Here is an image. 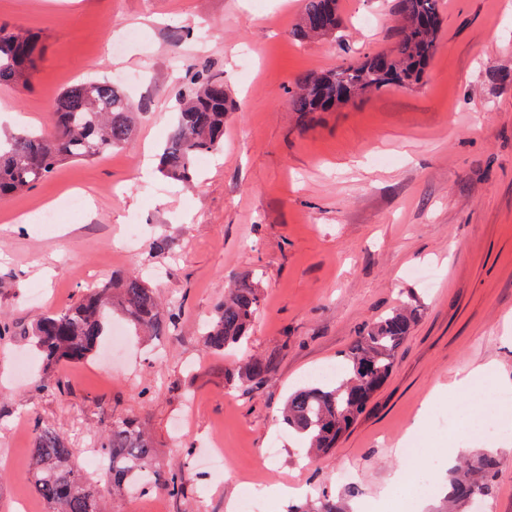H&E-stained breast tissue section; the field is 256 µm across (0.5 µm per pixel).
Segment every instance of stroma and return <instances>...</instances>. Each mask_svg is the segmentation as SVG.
I'll use <instances>...</instances> for the list:
<instances>
[{
  "label": "stroma",
  "mask_w": 512,
  "mask_h": 512,
  "mask_svg": "<svg viewBox=\"0 0 512 512\" xmlns=\"http://www.w3.org/2000/svg\"><path fill=\"white\" fill-rule=\"evenodd\" d=\"M395 4L339 0L344 31L301 42L303 0H0V23L44 46L31 90L0 85L1 133L50 129L53 100L89 78L120 80L143 109L124 149L65 162L0 201V321L11 333L0 347V512H48L29 469L37 426L80 449L85 468L116 417L144 427L161 470L185 465L188 483L178 499L108 498V512H234L251 479L294 487L274 502L288 512L319 491L347 492L338 471L351 464L360 497L379 499L405 467L396 445L419 432L433 437L422 469L446 477L434 461L466 421L465 396L438 411L423 408L426 396L481 364L512 389V0H440V44L420 85L301 122L289 106L298 78L390 47ZM202 69L223 79L236 108L219 151L185 185L145 156L166 141L179 94ZM75 191L83 220L44 231L40 211ZM132 215L141 231L127 252ZM163 239L169 250L156 254ZM416 268L432 282L412 277ZM116 274L148 281L176 325L152 342L130 337L108 362L55 365L58 392L15 381L16 358L42 368L36 319ZM244 281L261 298L248 342L207 351L202 324ZM409 300L420 317L390 377L331 452L307 458L279 419L289 393ZM253 355L275 368L249 388L233 374ZM272 443L277 455L264 458ZM214 444L227 452L219 478L195 464ZM475 449L502 458L490 512H512V438Z\"/></svg>",
  "instance_id": "stroma-1"
}]
</instances>
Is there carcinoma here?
Segmentation results:
<instances>
[{
	"mask_svg": "<svg viewBox=\"0 0 512 512\" xmlns=\"http://www.w3.org/2000/svg\"><path fill=\"white\" fill-rule=\"evenodd\" d=\"M398 37L386 52L347 63L325 73L301 76L290 108L302 115L324 112L373 92L419 83L435 55L440 35L439 0H396ZM342 26L338 0H305L296 28L300 39L333 34ZM43 53L41 39L18 27L0 24V84L27 91ZM234 102L218 78H201L182 98L172 130L159 157L158 171L182 183L192 182L195 162L218 149L224 122ZM135 108L108 80H88L65 89L51 105L52 129L20 131L0 137V199L29 190L64 161H90L123 148L132 133ZM260 294L250 285L230 289L205 325V347L222 353L240 345L258 313ZM156 292L137 276H114L88 287L68 307L38 318L32 328L35 347L46 366L91 359L118 314L139 333L161 336L176 319L163 315ZM409 303L373 323L344 356L342 370L330 385L313 381L288 397L281 411L288 428L301 435L314 454L328 452L366 409L390 376L395 354L417 321ZM273 369V359L254 357L237 370L240 383L255 385ZM30 467L37 493L50 512H104L106 491L91 483L72 448L52 427L33 431ZM96 452L112 458L106 486L115 495H138L149 475L153 489L171 497L184 494L187 476L180 466L162 472L154 465L152 439L129 418H116L101 435ZM498 456L464 457L448 471L444 512H462L475 498L494 495ZM288 512H345L329 495Z\"/></svg>",
	"mask_w": 512,
	"mask_h": 512,
	"instance_id": "obj_1",
	"label": "carcinoma"
}]
</instances>
